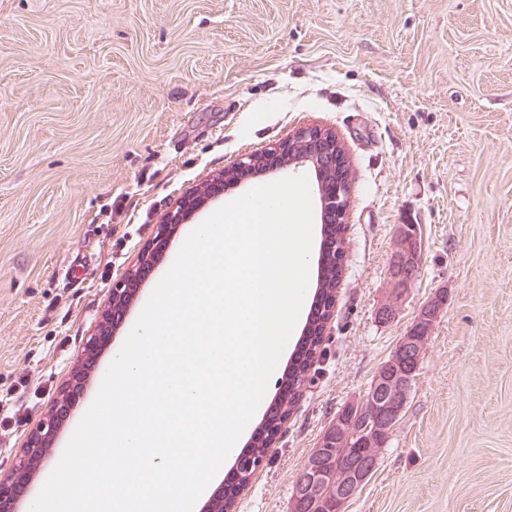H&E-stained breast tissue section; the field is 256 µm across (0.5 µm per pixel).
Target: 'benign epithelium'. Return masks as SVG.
I'll list each match as a JSON object with an SVG mask.
<instances>
[{
    "instance_id": "obj_1",
    "label": "benign epithelium",
    "mask_w": 512,
    "mask_h": 512,
    "mask_svg": "<svg viewBox=\"0 0 512 512\" xmlns=\"http://www.w3.org/2000/svg\"><path fill=\"white\" fill-rule=\"evenodd\" d=\"M311 163L316 167L321 196L325 237L321 249L330 250L331 265H336V225L346 223L350 204L347 157L333 131L317 126L304 127L259 154L240 157L231 169L218 172L205 190L194 189L183 196L167 213L164 223L158 225L155 236L142 252L141 265L129 270L112 285V308L107 319L114 323L122 321L131 288L140 280L142 270L149 266L156 253L166 248L172 230L209 197L253 171L280 173ZM420 248L419 237L402 227L395 245L398 261L389 269V293L377 311L380 320L388 321L394 317L405 300L411 283L408 266L417 258ZM442 307L443 302L438 299L418 314L417 328L400 338L389 360L380 367L369 392L345 405L341 415L329 424L304 463L296 481V494L308 495L315 485L324 482L328 493L321 498L322 508L328 512H343L344 505L367 480L370 468L359 460H352L349 455H342L337 458L336 476L332 477L320 464L322 450L338 436L344 437L348 445L354 439L359 440V445L371 454L375 452V446L385 444L405 408L413 372L418 370L426 337L440 318ZM54 427V420L49 418L36 428L25 454L15 457L14 468L24 465V456L36 454L52 439Z\"/></svg>"
}]
</instances>
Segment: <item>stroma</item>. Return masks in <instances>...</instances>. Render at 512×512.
I'll return each mask as SVG.
<instances>
[{"instance_id":"1","label":"stroma","mask_w":512,"mask_h":512,"mask_svg":"<svg viewBox=\"0 0 512 512\" xmlns=\"http://www.w3.org/2000/svg\"><path fill=\"white\" fill-rule=\"evenodd\" d=\"M307 126L336 132L349 162L336 305L232 512H291L326 427L439 296L407 406L345 512H512V0H0V479L167 212ZM403 224L421 260L383 324ZM111 361L97 355L28 499Z\"/></svg>"}]
</instances>
